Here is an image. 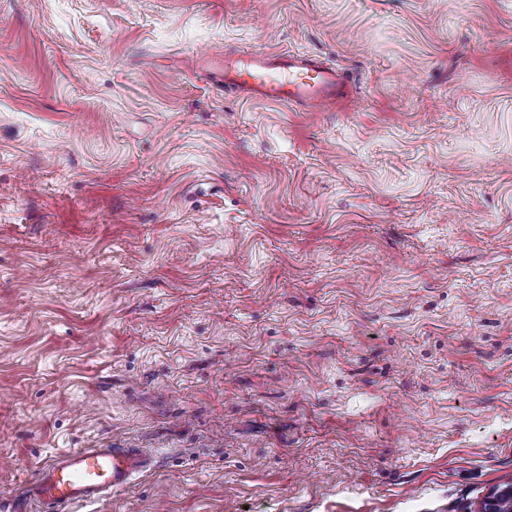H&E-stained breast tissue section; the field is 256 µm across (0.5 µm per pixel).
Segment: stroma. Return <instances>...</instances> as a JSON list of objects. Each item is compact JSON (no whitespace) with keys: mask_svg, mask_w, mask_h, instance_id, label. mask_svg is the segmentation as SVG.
Instances as JSON below:
<instances>
[{"mask_svg":"<svg viewBox=\"0 0 512 512\" xmlns=\"http://www.w3.org/2000/svg\"><path fill=\"white\" fill-rule=\"evenodd\" d=\"M308 52L315 112L225 89ZM478 512L512 484V0H0V512ZM224 84L242 87L246 100L306 106L332 104L344 98L343 74L324 65L317 55L257 51L246 59L224 58ZM145 448H74L54 453L34 474L24 501L52 512H70L78 503H97L125 488L150 463Z\"/></svg>","mask_w":512,"mask_h":512,"instance_id":"obj_1","label":"stroma"}]
</instances>
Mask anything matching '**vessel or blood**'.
I'll return each mask as SVG.
<instances>
[{"mask_svg": "<svg viewBox=\"0 0 512 512\" xmlns=\"http://www.w3.org/2000/svg\"><path fill=\"white\" fill-rule=\"evenodd\" d=\"M225 85L244 89L246 100L305 105L331 104L344 98L346 79L316 55L257 51L224 62ZM150 454L143 448H74L52 455L35 473L26 499L49 512H71L79 503H96L125 488L145 470Z\"/></svg>", "mask_w": 512, "mask_h": 512, "instance_id": "b4317fda", "label": "vessel or blood"}]
</instances>
